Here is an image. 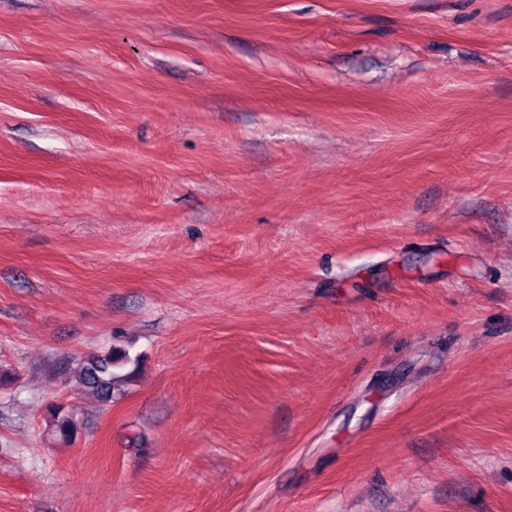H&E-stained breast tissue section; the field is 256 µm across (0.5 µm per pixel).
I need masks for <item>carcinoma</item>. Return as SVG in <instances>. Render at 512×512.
<instances>
[{
	"label": "carcinoma",
	"mask_w": 512,
	"mask_h": 512,
	"mask_svg": "<svg viewBox=\"0 0 512 512\" xmlns=\"http://www.w3.org/2000/svg\"><path fill=\"white\" fill-rule=\"evenodd\" d=\"M137 359L130 356L129 350L115 344L106 352L94 355L82 363L79 380L82 389L90 392L100 403H107L121 391L134 373ZM54 428L67 440L75 438L79 432L77 418L56 406L52 409Z\"/></svg>",
	"instance_id": "cac0c4a2"
}]
</instances>
